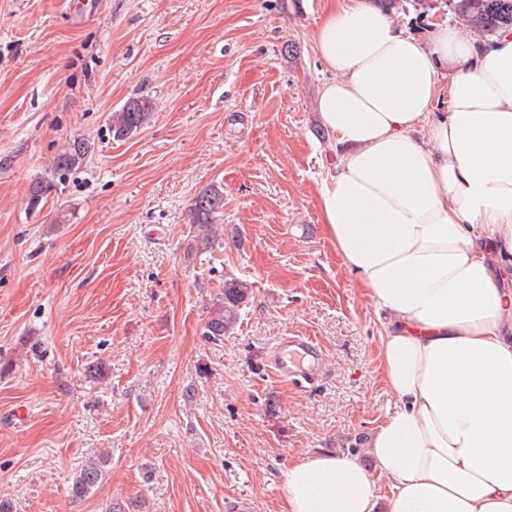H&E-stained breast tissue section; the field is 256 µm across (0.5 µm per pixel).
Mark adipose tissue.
<instances>
[{
    "instance_id": "1",
    "label": "adipose tissue",
    "mask_w": 512,
    "mask_h": 512,
    "mask_svg": "<svg viewBox=\"0 0 512 512\" xmlns=\"http://www.w3.org/2000/svg\"><path fill=\"white\" fill-rule=\"evenodd\" d=\"M315 48L334 75L323 228L387 314L378 370L398 405L368 441L378 476L294 459L280 512H512V32L447 20L423 40L370 0H329Z\"/></svg>"
}]
</instances>
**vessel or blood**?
<instances>
[{
  "mask_svg": "<svg viewBox=\"0 0 512 512\" xmlns=\"http://www.w3.org/2000/svg\"><path fill=\"white\" fill-rule=\"evenodd\" d=\"M274 369L278 376L314 384L327 373L324 353L309 336H284L276 344Z\"/></svg>",
  "mask_w": 512,
  "mask_h": 512,
  "instance_id": "obj_1",
  "label": "vessel or blood"
}]
</instances>
